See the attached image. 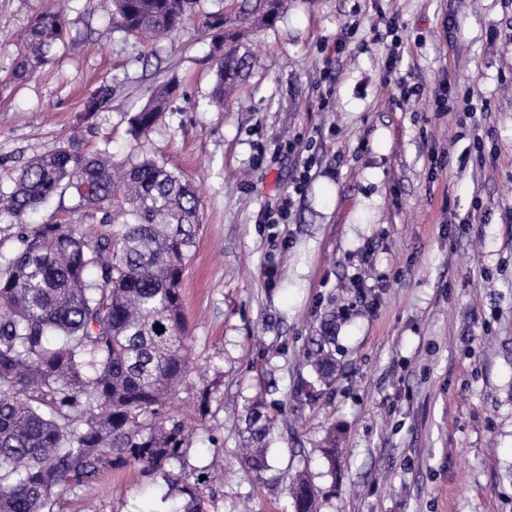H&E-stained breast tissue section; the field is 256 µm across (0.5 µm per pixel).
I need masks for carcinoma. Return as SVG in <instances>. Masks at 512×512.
<instances>
[{"instance_id": "1", "label": "carcinoma", "mask_w": 512, "mask_h": 512, "mask_svg": "<svg viewBox=\"0 0 512 512\" xmlns=\"http://www.w3.org/2000/svg\"><path fill=\"white\" fill-rule=\"evenodd\" d=\"M197 0H111V19L126 37L177 34ZM216 80L207 105L218 106L250 67L249 55L224 49V16L204 18ZM59 12L36 16L25 32L13 79L26 80L66 48ZM175 88L163 84L129 118L140 139L157 124ZM112 100L100 84L83 110ZM68 195L71 213L99 216L86 238L78 226L25 227L22 247L0 256V512H54L59 495L105 470L139 466L169 482L188 447L167 405L190 371L181 283L199 227L200 199L180 174L152 160L116 161L73 141L28 161L0 184V220L22 222L30 210ZM163 326L158 331L157 326ZM336 323H324L310 353L317 380L331 383ZM244 466L268 469L274 417L259 394L245 406ZM296 512H315V492L298 475L289 488Z\"/></svg>"}]
</instances>
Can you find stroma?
<instances>
[{
  "label": "stroma",
  "instance_id": "stroma-1",
  "mask_svg": "<svg viewBox=\"0 0 512 512\" xmlns=\"http://www.w3.org/2000/svg\"><path fill=\"white\" fill-rule=\"evenodd\" d=\"M58 0H0V183L76 137L150 157L201 198L182 281L194 367L171 413L193 428L169 490L140 468L102 473L57 512H512V0H198L254 67L208 106L216 61L195 20L144 44L95 0H68L74 49L9 82L17 39ZM111 104L86 115L101 82ZM176 86L145 138L129 118ZM288 221L264 224L307 156ZM335 320L336 380L306 357ZM282 410L270 468L247 472L241 415L263 382ZM335 435L338 454L324 453ZM289 491L295 501L296 512L315 511V492L305 477L302 475L296 476Z\"/></svg>",
  "mask_w": 512,
  "mask_h": 512
}]
</instances>
